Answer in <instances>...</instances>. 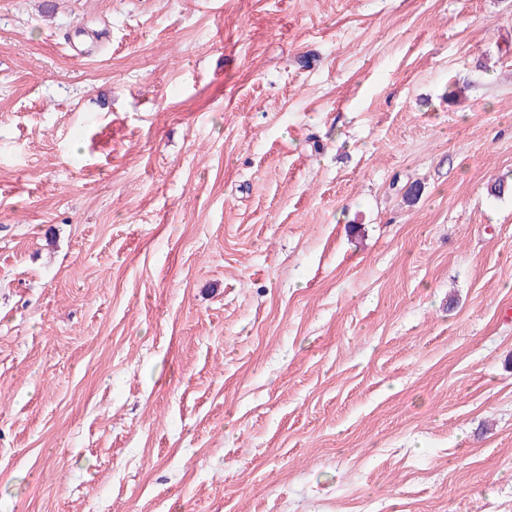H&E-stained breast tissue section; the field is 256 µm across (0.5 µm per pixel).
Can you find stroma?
<instances>
[{
  "label": "stroma",
  "instance_id": "stroma-1",
  "mask_svg": "<svg viewBox=\"0 0 512 512\" xmlns=\"http://www.w3.org/2000/svg\"><path fill=\"white\" fill-rule=\"evenodd\" d=\"M0 512H512V0H0Z\"/></svg>",
  "mask_w": 512,
  "mask_h": 512
}]
</instances>
